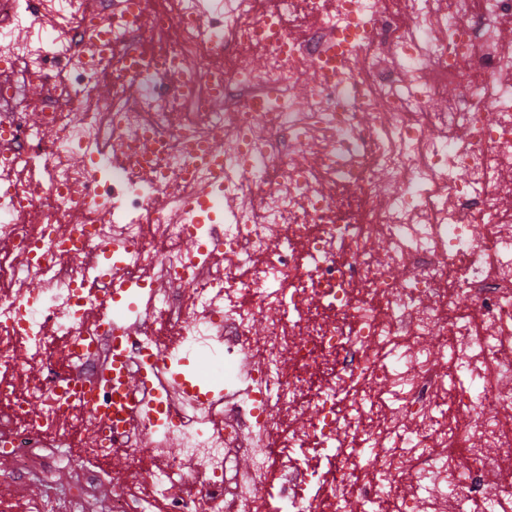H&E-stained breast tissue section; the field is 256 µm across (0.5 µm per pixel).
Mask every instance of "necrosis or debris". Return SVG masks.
I'll return each instance as SVG.
<instances>
[{
  "mask_svg": "<svg viewBox=\"0 0 512 512\" xmlns=\"http://www.w3.org/2000/svg\"><path fill=\"white\" fill-rule=\"evenodd\" d=\"M151 14L145 28L112 0H0L14 75L0 83V366L58 337L76 380L1 377L14 429L0 445L20 461L32 435L97 428L109 400L79 384L129 313L115 262L175 335L127 340L163 418L144 430L179 441L149 474L171 512H437L489 493L512 512V0H158ZM333 45L335 76L297 104L306 62ZM186 56L217 69L222 102L198 73L173 75ZM449 81L456 97L430 111ZM31 85L49 130L29 118ZM207 142L223 179L199 160ZM202 358L224 367L217 433L214 398L179 405L149 366ZM232 449L250 489L230 485ZM188 482L198 494L173 497Z\"/></svg>",
  "mask_w": 512,
  "mask_h": 512,
  "instance_id": "obj_1",
  "label": "necrosis or debris"
}]
</instances>
